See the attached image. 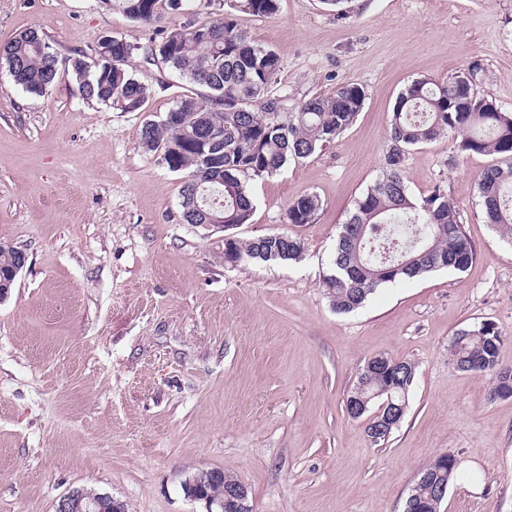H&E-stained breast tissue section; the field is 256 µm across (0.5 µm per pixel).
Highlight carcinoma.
I'll use <instances>...</instances> for the list:
<instances>
[{
	"mask_svg": "<svg viewBox=\"0 0 512 512\" xmlns=\"http://www.w3.org/2000/svg\"><path fill=\"white\" fill-rule=\"evenodd\" d=\"M186 0H115L131 21L152 24L166 10L183 9ZM279 0H224V12L206 23L165 29L159 39L140 46L105 36L97 57L69 59L84 99L121 112H141L148 88L127 70L133 54L178 72L205 93L180 96L158 122L142 126L139 144L155 154L172 149L164 165L171 172H188L180 190L182 220L206 224L211 217L226 224H247L253 201L245 178L273 177L290 161L305 159L332 143L361 111L365 94L355 84L343 85L328 96L300 101L288 111V96L274 92L280 71L275 50L253 39L237 20L241 14L271 17ZM0 62L25 92L43 95L54 84L57 58L39 29L29 28L0 44ZM477 70L448 77L411 81L399 94L390 120L385 171L355 201L353 212L338 236L323 285L333 308L349 313L360 308L377 289L429 273H463L477 260V251L448 193L440 185L422 202H413L403 177L408 152L445 136L456 153L496 154L506 165H490L478 176L485 222L512 239V113L499 108L489 94H479ZM320 208L314 194L289 204L290 224H311ZM305 247L285 233L224 244V261H298ZM20 251L0 248V273L16 268ZM503 337L496 325L481 321L459 330L448 343V360L463 372L489 375L502 397L512 396V369L499 364ZM415 365L407 360L376 357L366 363L347 397L366 399V408L387 400L407 409L408 389ZM451 455H437L410 490L403 512H439L433 485L452 482L457 468Z\"/></svg>",
	"mask_w": 512,
	"mask_h": 512,
	"instance_id": "carcinoma-1",
	"label": "carcinoma"
}]
</instances>
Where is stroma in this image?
<instances>
[{"label": "stroma", "instance_id": "1", "mask_svg": "<svg viewBox=\"0 0 512 512\" xmlns=\"http://www.w3.org/2000/svg\"><path fill=\"white\" fill-rule=\"evenodd\" d=\"M102 0H0V43L40 27L61 61L45 95L0 66V242L28 256L0 301V512H55L76 488L128 512H206L182 483L219 469L252 512H403L419 472L459 463L440 512H512V397L448 361L457 330L493 321L512 368V244L486 224L476 179L495 155L453 156L442 138L409 151L422 200L443 186L478 253L464 273L433 272L336 313L322 278L341 227L383 174L398 94L412 80L476 70L478 91L512 113V0H280L240 16L281 61L289 103L345 84L365 91L334 142L248 181L254 210L233 235L300 238L298 263L224 261V234L181 219L184 173L139 146L195 85L132 57L144 111L88 102L65 60L95 59L102 37L148 44ZM321 208L291 224V202ZM416 364L406 414L374 445L346 397L375 356ZM320 208V201L314 194H305L289 204L287 211L288 223L310 224Z\"/></svg>", "mask_w": 512, "mask_h": 512}]
</instances>
